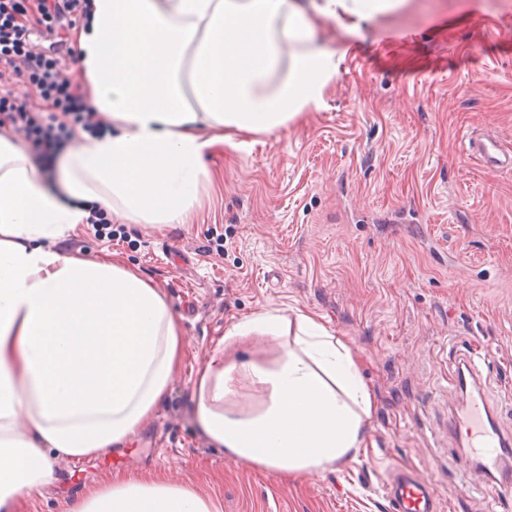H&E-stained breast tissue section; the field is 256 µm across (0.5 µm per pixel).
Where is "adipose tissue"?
<instances>
[{"label": "adipose tissue", "instance_id": "ef3b65f1", "mask_svg": "<svg viewBox=\"0 0 512 512\" xmlns=\"http://www.w3.org/2000/svg\"><path fill=\"white\" fill-rule=\"evenodd\" d=\"M404 0H87L73 36L79 79L112 122L64 151L57 192L0 133V512L55 480L53 458L124 447L183 363L181 325L160 288L116 254L89 261L55 241L96 202L131 223H183L216 144L286 129L320 107L343 59L317 25L349 33ZM275 340L272 359L239 352ZM194 418L230 457L306 477L355 460L377 395L349 341L317 317L234 324L198 370ZM27 433H16L19 421ZM72 512H218L156 478L106 480Z\"/></svg>", "mask_w": 512, "mask_h": 512}]
</instances>
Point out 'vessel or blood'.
Masks as SVG:
<instances>
[{"label":"vessel or blood","mask_w":512,"mask_h":512,"mask_svg":"<svg viewBox=\"0 0 512 512\" xmlns=\"http://www.w3.org/2000/svg\"><path fill=\"white\" fill-rule=\"evenodd\" d=\"M469 152L483 167L512 171V147L495 136L475 137L469 143ZM466 371L472 380L466 400L456 413L453 434L481 461L479 479L469 482V489L492 503L512 493V468L505 463L512 437L505 435L498 406L488 397L480 379L475 377L474 365H467ZM384 484L393 512H439L437 492L414 472L390 468Z\"/></svg>","instance_id":"vessel-or-blood-1"}]
</instances>
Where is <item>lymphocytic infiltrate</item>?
<instances>
[{
    "instance_id": "obj_1",
    "label": "lymphocytic infiltrate",
    "mask_w": 512,
    "mask_h": 512,
    "mask_svg": "<svg viewBox=\"0 0 512 512\" xmlns=\"http://www.w3.org/2000/svg\"><path fill=\"white\" fill-rule=\"evenodd\" d=\"M86 0H0V119L21 133L37 164L50 160L71 139V124L86 131L99 128L93 106L82 94L78 81L65 73L57 53L33 45L24 17L56 31L61 23L83 18ZM27 76L38 96L49 102L54 114L43 117L40 109L14 98L6 81Z\"/></svg>"
}]
</instances>
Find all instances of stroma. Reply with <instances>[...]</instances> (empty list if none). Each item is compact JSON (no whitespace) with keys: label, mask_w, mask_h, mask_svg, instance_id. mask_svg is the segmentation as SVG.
Wrapping results in <instances>:
<instances>
[{"label":"stroma","mask_w":512,"mask_h":512,"mask_svg":"<svg viewBox=\"0 0 512 512\" xmlns=\"http://www.w3.org/2000/svg\"><path fill=\"white\" fill-rule=\"evenodd\" d=\"M343 51L321 109L206 158L211 175L187 223L120 236L81 224L58 251L118 252L161 288L187 353L180 374L121 449L53 462L57 480L16 512H69L118 469L217 498L220 512H391L393 466L418 469L440 512H481L473 470L448 433L472 352L512 431V171L482 167L471 138L512 144V0H404ZM322 316L364 360L377 409L357 461L304 479L227 456L191 416L193 376L225 332L265 311Z\"/></svg>","instance_id":"35a3bbf8"}]
</instances>
